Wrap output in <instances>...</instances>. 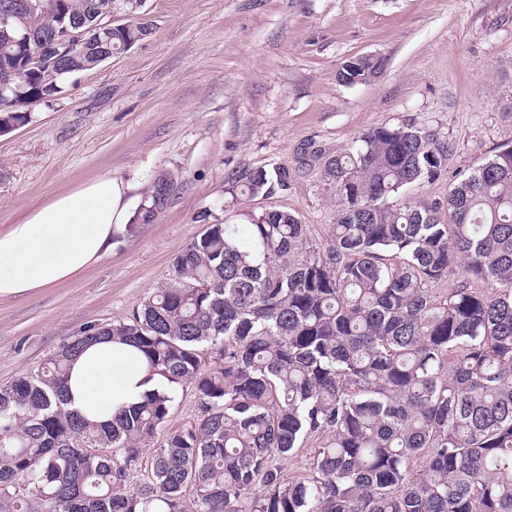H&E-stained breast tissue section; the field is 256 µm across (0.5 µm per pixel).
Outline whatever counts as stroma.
Wrapping results in <instances>:
<instances>
[{
	"label": "stroma",
	"instance_id": "obj_1",
	"mask_svg": "<svg viewBox=\"0 0 512 512\" xmlns=\"http://www.w3.org/2000/svg\"><path fill=\"white\" fill-rule=\"evenodd\" d=\"M151 32L72 75L31 120L0 135V232L52 195L98 176L174 189L79 280L0 299V384L37 369L86 326L128 317L172 273L203 224L283 210L324 244L336 206L325 161L379 126L444 135L448 169L406 198L512 144V0H146ZM383 59L370 82L339 81L354 57ZM285 167L288 190L240 203L235 177Z\"/></svg>",
	"mask_w": 512,
	"mask_h": 512
}]
</instances>
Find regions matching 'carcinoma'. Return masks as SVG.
<instances>
[{
    "label": "carcinoma",
    "instance_id": "obj_1",
    "mask_svg": "<svg viewBox=\"0 0 512 512\" xmlns=\"http://www.w3.org/2000/svg\"><path fill=\"white\" fill-rule=\"evenodd\" d=\"M29 2L0 24V78L23 74L0 92L8 124L125 50L120 32L90 42L74 69L37 62L30 49L93 27L112 0ZM383 66L359 57L339 80L366 83ZM448 153L433 129L368 130L324 163L337 207L325 245L280 210L206 224L130 317L1 384L0 512H512V145L442 201L399 199L447 171ZM290 180L279 167L236 183L254 198ZM173 185L153 183L143 223ZM457 270L489 290L435 296ZM102 336L133 343L174 384L107 427L64 408L69 362ZM188 389L196 423L170 431ZM311 438V476L286 480L277 460Z\"/></svg>",
    "mask_w": 512,
    "mask_h": 512
}]
</instances>
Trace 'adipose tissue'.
I'll return each mask as SVG.
<instances>
[{
  "label": "adipose tissue",
  "mask_w": 512,
  "mask_h": 512,
  "mask_svg": "<svg viewBox=\"0 0 512 512\" xmlns=\"http://www.w3.org/2000/svg\"><path fill=\"white\" fill-rule=\"evenodd\" d=\"M128 185L105 176L62 192L0 232V298L19 297L74 280L112 250L135 222ZM67 403L93 424L110 423L147 393L168 392L131 343L105 336L71 363Z\"/></svg>",
  "instance_id": "1"
}]
</instances>
